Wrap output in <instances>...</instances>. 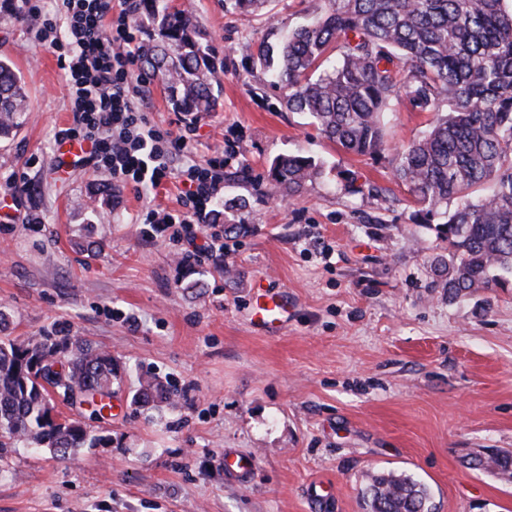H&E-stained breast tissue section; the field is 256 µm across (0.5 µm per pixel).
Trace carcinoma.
<instances>
[{
	"mask_svg": "<svg viewBox=\"0 0 512 512\" xmlns=\"http://www.w3.org/2000/svg\"><path fill=\"white\" fill-rule=\"evenodd\" d=\"M269 21L270 36L246 44L253 64L308 115L320 135L356 155L387 151L386 115L407 101L434 114L421 137L391 158L395 180L418 206L420 224L448 238L436 271L448 294L506 284L512 276V0H323L317 14L283 30L271 23L275 0H222ZM153 28L139 55L142 74L160 80L172 109L196 117L216 111L221 92L212 45L190 15L166 0H143ZM30 111L14 65L0 57V137L16 134ZM323 165L302 153L274 158L273 187L291 197L320 178ZM36 362L47 370L33 378ZM60 371H53L55 365ZM118 381L112 354L75 337L0 339V454L52 448L64 454L107 443L81 421L49 417L52 384L84 393L95 416ZM172 393L144 378L134 401L154 406ZM477 469L512 474V454L475 457ZM368 512H434L425 484L393 472L372 477Z\"/></svg>",
	"mask_w": 512,
	"mask_h": 512,
	"instance_id": "obj_1",
	"label": "carcinoma"
}]
</instances>
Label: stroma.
<instances>
[{"instance_id":"stroma-1","label":"stroma","mask_w":512,"mask_h":512,"mask_svg":"<svg viewBox=\"0 0 512 512\" xmlns=\"http://www.w3.org/2000/svg\"><path fill=\"white\" fill-rule=\"evenodd\" d=\"M196 20L224 63L221 105L189 120L151 80L143 109L160 129H192L193 157L223 149V268L181 273L177 247L142 235L149 208L179 209L178 192H138L93 166L56 169V134L72 122L56 55L14 12L0 52L30 98L18 134L0 140V186L16 177L38 224H0V334L79 337L112 355L111 414L50 401L56 414L109 435L69 456L16 448L0 456V512H365L362 490L407 472L435 512H512V477L470 459L512 452V281L449 296L434 266L448 241L415 221L388 156L345 152L310 118L288 111L244 50L263 19L220 0H169ZM430 114L399 104L391 145L426 130ZM301 151L325 165L298 196L276 193L269 166ZM358 192H351V185ZM288 297L276 334L251 320L256 287ZM173 400L133 401L142 377ZM255 457L241 480L222 458Z\"/></svg>"}]
</instances>
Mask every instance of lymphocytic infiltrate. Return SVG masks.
<instances>
[{
    "instance_id": "f902f5d3",
    "label": "lymphocytic infiltrate",
    "mask_w": 512,
    "mask_h": 512,
    "mask_svg": "<svg viewBox=\"0 0 512 512\" xmlns=\"http://www.w3.org/2000/svg\"><path fill=\"white\" fill-rule=\"evenodd\" d=\"M42 0H19V21L49 34V49L65 72L72 122L58 140L77 143L96 172L141 190H157L169 179L182 185L181 207L146 213L148 240L180 244L181 272L207 263L223 264L224 229L212 219L224 189V154L205 163L187 158L185 135L161 130L137 105L146 79L133 66L140 46L133 26L139 0H57L55 17Z\"/></svg>"
}]
</instances>
